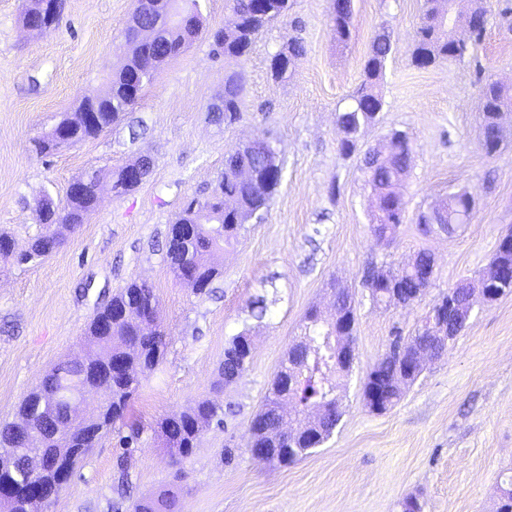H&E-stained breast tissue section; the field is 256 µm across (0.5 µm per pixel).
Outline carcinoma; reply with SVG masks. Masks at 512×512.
<instances>
[{"label":"carcinoma","instance_id":"carcinoma-1","mask_svg":"<svg viewBox=\"0 0 512 512\" xmlns=\"http://www.w3.org/2000/svg\"><path fill=\"white\" fill-rule=\"evenodd\" d=\"M290 0H226L229 16L224 27L215 31L210 38L219 49L213 53L224 56L227 62L236 61L252 48L259 33L271 22L288 16ZM142 13H132L126 30L127 41L136 35L138 23L150 21L152 4H141ZM176 12L180 18L173 22H161L150 43L133 44L125 63L115 72L109 82L112 96L108 103L99 108V122L95 126L84 124L80 113L65 121L74 126L77 142L89 138L117 125L137 103L133 92H142L151 85L158 66L179 55L183 49L201 33L200 0H176ZM487 22L484 0H473L469 11L470 36L480 41ZM330 25L336 41L348 45L354 29L353 0H333ZM468 47H454L448 41V19L441 11L439 0H423L421 14L415 34L412 62L426 67L439 61L459 60ZM392 52L390 35L381 30L373 40L370 55L365 63V79L350 96V102L336 112V121L344 129L345 137L340 139L337 150L343 157L351 156L358 148L362 127L376 121L382 110L383 100L376 91V84L382 76L386 61ZM306 53L304 42L296 38L288 44V51L277 54L272 60L276 74L285 73L294 60ZM143 74L132 84L126 77L130 67ZM244 77L238 70L224 74V94L221 98L223 109L213 112L216 123L232 124L239 119L243 105ZM482 112L481 145L485 154L494 157L501 150L503 136L499 135L503 114L512 112V87L488 80L481 88ZM412 145L406 133L392 132L390 154L384 158L374 155V150L365 172L366 181L374 191L370 224L372 233L380 239L391 241L396 238L406 213V201L396 183L399 175L406 172L412 158ZM143 168L150 174L154 168L151 154L144 153L134 160L107 171L96 170L97 181L112 184V192L118 196L129 194L141 186L139 181H126V173L132 168ZM282 180V165L278 160L276 141L262 131L250 142L233 148L224 157V172L201 197L191 198L171 225L165 248L166 259L175 277L181 279L188 274L196 293L211 292L214 281L221 275L217 258L224 254V248L238 240L243 225L250 219H260L268 209ZM97 203L95 185L81 195L66 192V203L58 205L52 198L41 199L35 208L38 224L65 225L75 230L84 222L85 215ZM473 211V197L466 189L448 193L432 216L421 212L417 218L418 230L427 236L434 232L435 225L453 227L470 218ZM196 224V237L187 242L176 235L177 225ZM63 244L61 238L48 239L36 235L28 247L22 250L24 258L19 263L35 256L42 260L57 251ZM414 264L404 265L391 272L371 265L364 273V282L376 285L372 289L375 302L394 305L392 295L407 305L418 302L432 287L426 277V269L434 265L431 253L417 252ZM480 271L472 278H465L448 292L441 295L443 301L456 303L463 311L470 305L474 287L483 278ZM333 289L332 318L325 319L314 308L303 319V341L320 348L324 358L314 359L301 370V377L295 390V399L286 400L287 393L280 388L281 375H276L265 408L260 412L258 428L250 433L249 439L255 447L268 449L269 461L286 465L308 454L312 446L324 442L333 434L343 416L341 398L337 391L346 371L336 359V345L339 341L354 340V333L343 328V321L353 315L351 298L345 289L331 284ZM139 295L157 298L152 286L146 282L133 281L115 294L100 308L86 329L84 349L89 362L103 363L120 358L128 362L133 374L132 380L114 378L103 382L107 399L98 407V418L103 423L89 430L84 425L75 427L72 447L82 449L73 455H63V462L70 465L74 473L77 463L95 447L98 441L116 426L125 421L130 402L140 385V376L146 369L158 366L165 355L166 339L158 329L157 315L159 302L147 309L139 306L131 310L127 319L112 327L109 336L98 335V321L112 314V309L132 305ZM251 346V337L242 332L232 337L224 348L222 380L230 385L247 370L249 360L244 349ZM448 351L442 340L430 330L418 326L416 334L406 341L402 353L386 352L367 374L363 390L377 389L381 397L382 410L395 406L405 389L414 382L417 375L411 370L414 358L423 353L434 360L441 359ZM54 367L22 401L18 409L19 419L0 425V452L9 448H29L36 453H59L57 443L34 436L44 435L47 430V415L59 388ZM219 417V407L209 400H202L189 406L177 416L160 422L158 437L169 452L173 462L179 463L189 457L196 448L200 433ZM497 512H512V475L502 478L497 485ZM171 501L166 496L139 504L135 512H170Z\"/></svg>","mask_w":512,"mask_h":512}]
</instances>
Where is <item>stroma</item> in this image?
<instances>
[{"instance_id":"1","label":"stroma","mask_w":512,"mask_h":512,"mask_svg":"<svg viewBox=\"0 0 512 512\" xmlns=\"http://www.w3.org/2000/svg\"><path fill=\"white\" fill-rule=\"evenodd\" d=\"M422 0H354L355 28L337 46L331 0H294L236 64L244 74L239 120L216 125L207 107L224 92L223 57L209 30L223 27L225 0H202L200 35L158 68L124 123L75 146L37 154L35 138L77 111L88 92H105L127 58L132 0H64L59 27L21 25L22 0H0V233L26 248L39 231L37 202H64L70 183L142 153L151 176L132 194L102 185L97 206L65 232L48 258L0 266V424L54 364L83 354L80 339L96 311L132 281L151 285L166 334L163 361L144 374L129 408L143 430L131 450L105 435L78 465L50 512H134L136 502L173 491L174 512H399L417 496L423 512H495L498 482L512 473V294L477 305L447 355L426 363L400 402L384 414L366 407L362 385L395 336H409L439 293L487 267L512 231V118L500 153L480 146L478 102L485 77L512 84V0H490L484 36L463 60L427 67L411 61ZM392 39L377 83L384 106L365 127L360 149L404 131L413 159L404 177L406 214L395 240L369 226L372 196L359 156L337 150L336 113L364 79L373 37ZM301 38L307 52L283 75L271 60ZM143 129L132 137V129ZM276 140L282 182L262 219L244 224L226 248L211 294L174 279L165 257L171 224L185 202L224 170V156L259 131ZM475 198L469 223L421 235L416 216L449 191ZM433 254L432 288L409 308L371 304L368 264L389 269L418 251ZM336 281L352 296L358 359L342 382L343 418L333 436L288 466L251 456L249 425L267 388L299 340L304 315L334 309ZM266 295L263 320L250 317ZM252 336L247 371L223 385L228 340ZM223 409L192 454L174 464L154 433L158 422L200 400ZM127 455L130 494L118 499L115 463Z\"/></svg>"}]
</instances>
